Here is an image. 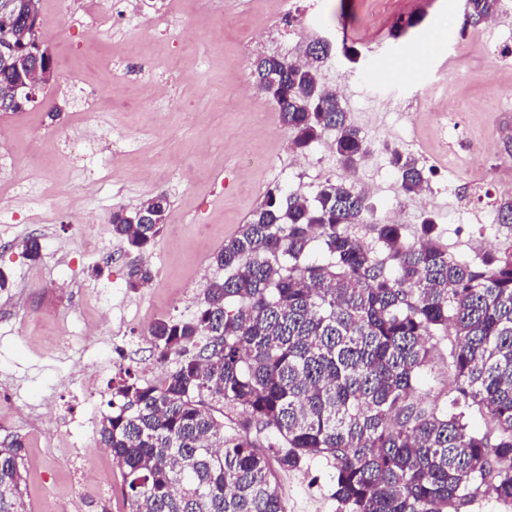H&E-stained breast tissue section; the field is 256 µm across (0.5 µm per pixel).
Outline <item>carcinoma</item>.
Wrapping results in <instances>:
<instances>
[{"label":"carcinoma","instance_id":"carcinoma-1","mask_svg":"<svg viewBox=\"0 0 512 512\" xmlns=\"http://www.w3.org/2000/svg\"><path fill=\"white\" fill-rule=\"evenodd\" d=\"M502 0H465L464 25L497 15ZM40 30L14 15L0 27V107L37 66ZM325 47L305 67L278 55L255 60L254 82L303 150L335 131L333 153L350 172L368 154L339 93L324 87ZM406 198L426 183L416 159L393 150ZM156 194L112 212V237L142 252L165 224ZM371 224L382 250L352 231ZM422 221L426 241L375 217L366 193L325 180L312 197L267 190L213 263L193 317L159 320L147 335L165 374L125 371L99 421V442L121 471L131 512H285L277 470L314 457L335 470L341 512H465L480 489L512 509V249L478 263L448 254ZM322 257L311 256L312 246ZM153 278L139 261L136 290ZM453 327L449 405L425 406L417 385L433 344ZM478 408L484 433L468 429ZM245 418L224 423V410ZM23 444L0 440V512L25 509Z\"/></svg>","mask_w":512,"mask_h":512}]
</instances>
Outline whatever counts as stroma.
<instances>
[{
	"label": "stroma",
	"instance_id": "1",
	"mask_svg": "<svg viewBox=\"0 0 512 512\" xmlns=\"http://www.w3.org/2000/svg\"><path fill=\"white\" fill-rule=\"evenodd\" d=\"M56 0H41V37L55 77L24 111L0 112V145L17 164L0 172V404L21 411L0 421V436L25 443L27 512H129L122 476L111 453L73 455L69 433L88 417L109 412L110 386L121 371L142 375L153 366L148 327L160 319L191 317L206 284L221 274L212 256L245 224L267 188L313 195L331 178L346 176L323 141L284 151L287 135L274 103L260 93L242 100L252 84L258 52L248 43L275 0H181L175 18L155 24L161 0H134L138 15L125 30L101 39L56 34ZM304 31L294 49L323 38L334 51L321 79L343 88L342 104L364 133L370 155L355 173L371 184L376 215L403 212L407 241L421 237L431 214L440 244L461 261H476L512 245V225L496 223L490 200L512 199V4L494 29L464 24V0H382V24L368 27L369 0H295ZM405 25L393 37L395 25ZM359 52L348 63L342 45ZM173 84L171 104L154 102L157 80ZM83 85L95 87L93 105L102 141L86 158L71 154ZM446 120H438L440 109ZM496 152L465 166L447 165L428 180L430 204L403 197L390 164L397 149L421 167L444 159V146L466 153L487 136ZM154 159L144 175L140 154ZM39 176L42 222L27 221L15 181ZM165 193L166 221L179 235L159 234L148 254L154 285L130 290L129 256L112 237V210L133 208ZM95 217L85 235L79 217ZM38 237V261L21 243ZM454 336L433 350L418 394L424 405L446 402L454 385L448 351ZM94 380L84 393L79 374ZM331 463L317 459L278 474L287 512H338Z\"/></svg>",
	"mask_w": 512,
	"mask_h": 512
}]
</instances>
